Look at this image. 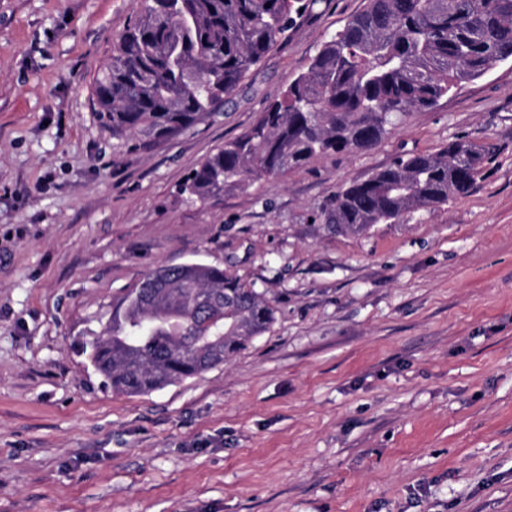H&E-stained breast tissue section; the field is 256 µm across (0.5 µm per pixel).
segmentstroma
Segmentation results:
<instances>
[{"instance_id":"35a3bbf8","label":"stroma","mask_w":512,"mask_h":512,"mask_svg":"<svg viewBox=\"0 0 512 512\" xmlns=\"http://www.w3.org/2000/svg\"><path fill=\"white\" fill-rule=\"evenodd\" d=\"M141 0H0V512H512V60L314 157L194 202L181 186L366 0H328L223 113L133 150L94 78ZM465 137L500 152L448 204L326 229L342 184ZM199 260L276 309L229 362L144 396L78 343Z\"/></svg>"}]
</instances>
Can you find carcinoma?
<instances>
[{
	"label": "carcinoma",
	"instance_id": "1",
	"mask_svg": "<svg viewBox=\"0 0 512 512\" xmlns=\"http://www.w3.org/2000/svg\"><path fill=\"white\" fill-rule=\"evenodd\" d=\"M97 73V112L136 148L215 116L297 20L325 0H141ZM512 59V0H366L323 41L281 98L224 142L182 187L204 202L252 176L368 151L409 112ZM497 147L457 138L405 153L341 187L328 227L363 233L470 192ZM275 307L254 285L205 263L149 273L102 314L82 354L115 394L145 395L229 361L267 331Z\"/></svg>",
	"mask_w": 512,
	"mask_h": 512
}]
</instances>
